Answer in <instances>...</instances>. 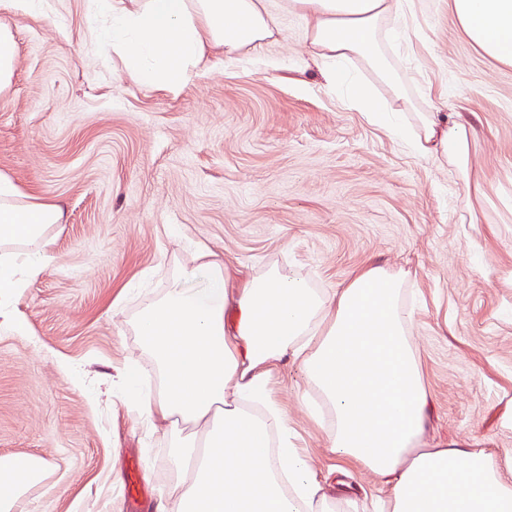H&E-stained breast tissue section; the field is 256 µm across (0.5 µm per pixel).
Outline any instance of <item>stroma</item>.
I'll use <instances>...</instances> for the list:
<instances>
[{
  "label": "stroma",
  "mask_w": 512,
  "mask_h": 512,
  "mask_svg": "<svg viewBox=\"0 0 512 512\" xmlns=\"http://www.w3.org/2000/svg\"><path fill=\"white\" fill-rule=\"evenodd\" d=\"M85 14L84 0H48L45 17L7 16L16 78L0 103V173L66 210L50 267L12 301L25 333L0 331V455L49 467L23 512H149L112 485L113 463L134 458L151 494L174 480L168 440L112 392L142 357L125 315L169 288L197 243L322 289L369 265L397 275L431 395L425 441L512 449V66L466 38L448 0H412L386 55L417 110L471 121L466 174L351 102L354 83L388 97L361 61L326 84L302 17L283 15L285 39L214 58L172 93L89 45ZM271 389L318 477L350 474L357 512H373L380 483L328 448L297 365L280 364Z\"/></svg>",
  "instance_id": "stroma-1"
}]
</instances>
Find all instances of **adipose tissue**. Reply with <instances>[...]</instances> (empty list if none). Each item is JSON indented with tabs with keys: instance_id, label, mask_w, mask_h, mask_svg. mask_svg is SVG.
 Segmentation results:
<instances>
[{
	"instance_id": "ef3b65f1",
	"label": "adipose tissue",
	"mask_w": 512,
	"mask_h": 512,
	"mask_svg": "<svg viewBox=\"0 0 512 512\" xmlns=\"http://www.w3.org/2000/svg\"><path fill=\"white\" fill-rule=\"evenodd\" d=\"M407 0H285L306 23L311 56L332 85L342 61L360 59L400 101L403 80L385 45ZM464 35L512 65V0H448ZM107 17L112 50L141 85L175 93L210 57L234 59L281 35L268 0H88L93 44ZM470 122L445 112L416 115L421 156L468 160ZM60 203L26 193L0 174V330H25L11 303L53 258ZM174 285L143 303L129 324L149 367L120 373L119 398H136L153 427L171 434L175 480L154 512H332L329 495L288 434L269 389L280 363H297L332 416L329 447L358 461L390 496L381 512H512V450L503 463L452 443L425 447L430 409L415 358L402 282L380 266L321 290L285 266L260 276L198 249L177 265ZM47 465L0 456V512H16Z\"/></svg>"
}]
</instances>
